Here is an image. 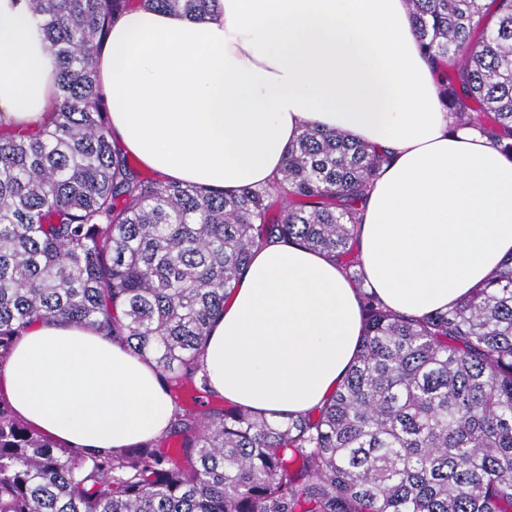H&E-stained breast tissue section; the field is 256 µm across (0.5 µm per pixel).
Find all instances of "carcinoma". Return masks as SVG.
<instances>
[{
  "mask_svg": "<svg viewBox=\"0 0 512 512\" xmlns=\"http://www.w3.org/2000/svg\"><path fill=\"white\" fill-rule=\"evenodd\" d=\"M213 2L26 0L58 93L43 126H0V367L30 325L60 319L151 360L168 393L210 395L208 329L270 242L328 253L361 288L352 364L315 416L186 405L162 438L119 450L60 445L0 397V512H512V256L457 305L409 317L363 290L355 250L390 163L376 147L309 127L269 187L226 192L146 176L110 140L95 62L113 20ZM409 8L455 124L512 158V0Z\"/></svg>",
  "mask_w": 512,
  "mask_h": 512,
  "instance_id": "obj_1",
  "label": "carcinoma"
}]
</instances>
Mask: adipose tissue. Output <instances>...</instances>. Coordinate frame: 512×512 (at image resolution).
Wrapping results in <instances>:
<instances>
[{
    "instance_id": "adipose-tissue-1",
    "label": "adipose tissue",
    "mask_w": 512,
    "mask_h": 512,
    "mask_svg": "<svg viewBox=\"0 0 512 512\" xmlns=\"http://www.w3.org/2000/svg\"><path fill=\"white\" fill-rule=\"evenodd\" d=\"M96 79L113 141L175 182L267 186L309 126L390 151L357 246L363 289L400 313L460 302L512 256V159L454 125L407 0H216L202 15L141 7L113 24ZM57 89L39 18L0 0V123L41 125ZM358 291L327 254L255 249L208 335L212 389L270 417L321 406L359 344ZM0 393L75 448L158 438L173 415L153 363L58 320L18 338Z\"/></svg>"
}]
</instances>
